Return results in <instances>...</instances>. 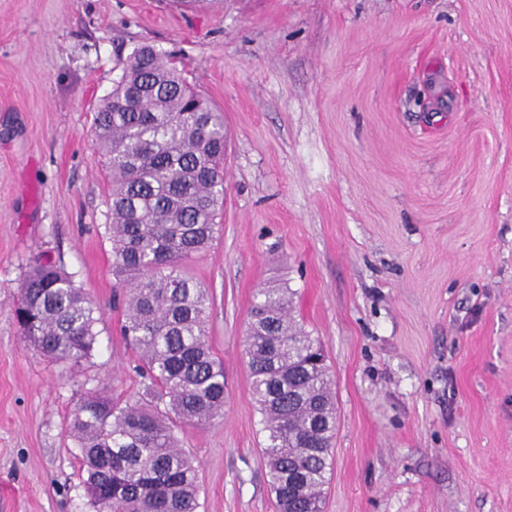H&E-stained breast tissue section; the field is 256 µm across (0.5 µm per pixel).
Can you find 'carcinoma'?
Masks as SVG:
<instances>
[{"label":"carcinoma","instance_id":"1","mask_svg":"<svg viewBox=\"0 0 512 512\" xmlns=\"http://www.w3.org/2000/svg\"><path fill=\"white\" fill-rule=\"evenodd\" d=\"M111 191L104 235L126 290L122 335L138 356L134 400L97 392L70 423L95 512H198L197 468L179 430L224 414V366L205 324L208 289L184 265L215 238L224 204V118L154 47L134 50L94 117ZM245 344L281 512H321L336 430L333 383L318 338L290 314L282 282L259 292ZM24 338L77 362L99 317L71 276L48 262L25 275L15 308Z\"/></svg>","mask_w":512,"mask_h":512}]
</instances>
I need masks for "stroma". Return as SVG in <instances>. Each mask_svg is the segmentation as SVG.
<instances>
[{
	"mask_svg": "<svg viewBox=\"0 0 512 512\" xmlns=\"http://www.w3.org/2000/svg\"><path fill=\"white\" fill-rule=\"evenodd\" d=\"M224 113L210 292L224 415L180 434L200 512H278L245 329L284 279L336 398L323 512H512V0H0V512H94L68 421L135 397L91 131L135 49ZM100 316L56 361L13 309L29 268Z\"/></svg>",
	"mask_w": 512,
	"mask_h": 512,
	"instance_id": "stroma-1",
	"label": "stroma"
}]
</instances>
